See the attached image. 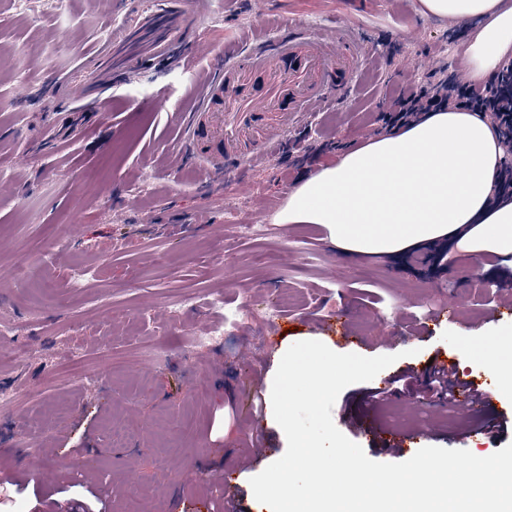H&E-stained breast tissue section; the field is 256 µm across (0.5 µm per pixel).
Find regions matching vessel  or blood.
Wrapping results in <instances>:
<instances>
[{
	"label": "vessel or blood",
	"mask_w": 512,
	"mask_h": 512,
	"mask_svg": "<svg viewBox=\"0 0 512 512\" xmlns=\"http://www.w3.org/2000/svg\"><path fill=\"white\" fill-rule=\"evenodd\" d=\"M198 0H134L110 37L98 47L93 76L64 79L62 98L82 94L92 100L117 82H130L147 70L161 73L187 65L199 45L192 37ZM249 66L233 55L218 56L198 77L200 99L184 115L183 153L207 159V177L220 180L244 160L239 146L253 138V151L284 147L297 112L318 109L332 95L348 92L340 76V57L327 40L311 37L302 26L288 35L256 43ZM458 400L490 405L485 388L458 381Z\"/></svg>",
	"instance_id": "obj_1"
}]
</instances>
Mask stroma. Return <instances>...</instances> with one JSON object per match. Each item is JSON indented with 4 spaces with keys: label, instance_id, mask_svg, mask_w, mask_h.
Listing matches in <instances>:
<instances>
[{
    "label": "stroma",
    "instance_id": "35a3bbf8",
    "mask_svg": "<svg viewBox=\"0 0 512 512\" xmlns=\"http://www.w3.org/2000/svg\"><path fill=\"white\" fill-rule=\"evenodd\" d=\"M125 8L0 0V52H29L20 70L0 59V475L26 486L14 512H57L63 488L84 501L97 493L107 512H122L135 491L157 512H220L225 470L244 492L286 451L267 424V390L302 340L397 355L393 379L449 363L495 393L480 349L502 344L500 362L512 366V315L492 317L512 305V263L487 256L477 278L454 250L444 274L419 264L420 248L348 261L320 225L273 221L301 180L373 135L395 89L433 66L465 65L453 23L423 13L420 0H207L194 36L210 50L302 24L341 43L351 80L302 115L287 146L208 184L203 162L178 152L190 70L144 73L92 111L59 103L58 84L88 65ZM448 304L455 316L435 322ZM339 317L357 344L329 337ZM219 325L223 336L192 346ZM377 386L346 387L332 410L372 460L400 461L386 442L396 425L443 448L464 435L476 455L512 444L511 399L377 403Z\"/></svg>",
    "mask_w": 512,
    "mask_h": 512
}]
</instances>
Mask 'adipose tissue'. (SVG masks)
<instances>
[{
	"label": "adipose tissue",
	"instance_id": "ef3b65f1",
	"mask_svg": "<svg viewBox=\"0 0 512 512\" xmlns=\"http://www.w3.org/2000/svg\"><path fill=\"white\" fill-rule=\"evenodd\" d=\"M422 11L476 20L469 74L484 79L512 58V0H421ZM504 151L486 120L465 110L433 112L370 138L296 186L278 224H318L339 254L387 257L447 239L468 254L512 256V201L494 200Z\"/></svg>",
	"mask_w": 512,
	"mask_h": 512
}]
</instances>
